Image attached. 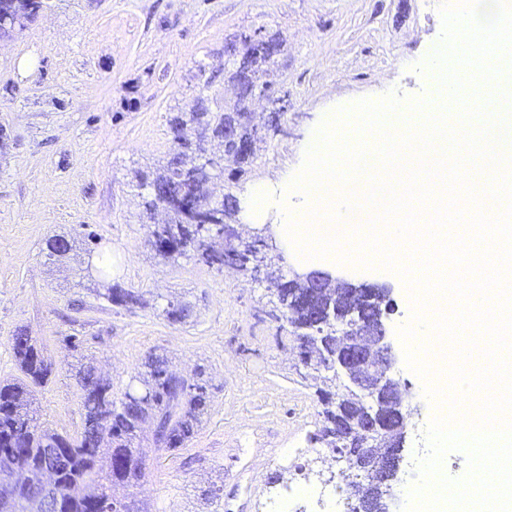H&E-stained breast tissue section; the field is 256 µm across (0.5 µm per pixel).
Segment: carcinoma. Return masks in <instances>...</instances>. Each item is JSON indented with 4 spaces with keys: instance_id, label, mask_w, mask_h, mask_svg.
I'll list each match as a JSON object with an SVG mask.
<instances>
[{
    "instance_id": "1",
    "label": "carcinoma",
    "mask_w": 512,
    "mask_h": 512,
    "mask_svg": "<svg viewBox=\"0 0 512 512\" xmlns=\"http://www.w3.org/2000/svg\"><path fill=\"white\" fill-rule=\"evenodd\" d=\"M44 7L43 0H0V13L16 16L29 23ZM241 54L250 59L254 73L260 75L268 68L263 56L255 55L251 43L240 42ZM241 116V107L234 106V112H210L204 99L198 97L187 112L176 115L170 128H181L183 135L174 141L170 158L149 182L151 199L146 201L148 211L156 207H172V200L183 186H188L186 205L189 210L173 212V223L160 232H152L149 241L155 255L164 259L193 251L206 265L221 269L224 264L236 260L238 249L224 241V237L209 234L200 228L195 218L202 217L211 224H222L224 219L237 212V205H229L214 199L211 180L201 169L199 160L206 158V145L216 139H224V121ZM250 159L238 157L232 144H223V154L211 163L224 168L229 163L240 171ZM267 282L280 303L285 322H295L302 317V304L318 309L320 314L336 306V294L319 295L305 280H286L273 267L267 275ZM108 300L132 308L142 306L141 295L122 288H108ZM343 325H330L326 337L315 336L305 346V362L311 367L314 381L322 384L318 389L325 405L323 426L317 441L348 463L354 462V455H366L342 433L336 434L332 419L336 407H341L349 417L361 419L377 411L373 401H367L359 393L349 394L336 401L332 382L347 388L343 375L332 377L322 375L321 365L336 352L342 342L336 340V333L343 332ZM12 349L21 379L0 381V512H19L21 504L5 493L9 468L26 467L33 473L49 467L57 475L55 494L63 498L60 512H104L102 504L111 495L106 483L130 484L144 476V463L139 449L134 447L142 427L157 419L165 427L163 451L183 448L192 440L207 414L210 406V391L203 373L197 372L182 382L166 374L165 357L151 353L144 362V371L138 374L143 389L152 394L148 403L112 400L111 382L90 368L75 369L74 379L81 391L85 421L83 432L77 438L62 435L43 428L32 405V388L45 384L51 373V365L45 360L32 337L18 329L12 336ZM110 458L109 471L104 480L98 479L97 464L102 453ZM74 485L83 487V495L69 496ZM350 497H362L368 504L369 512H389L385 501L371 483H345Z\"/></svg>"
}]
</instances>
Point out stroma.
<instances>
[{
	"label": "stroma",
	"mask_w": 512,
	"mask_h": 512,
	"mask_svg": "<svg viewBox=\"0 0 512 512\" xmlns=\"http://www.w3.org/2000/svg\"><path fill=\"white\" fill-rule=\"evenodd\" d=\"M442 0H46L34 21L0 42V380L17 378L11 338L24 329L52 367L35 388L42 425L79 437L81 391L72 371L92 366L121 400L152 352L172 371L206 372L211 403L186 447L159 452L141 433L145 476L111 490L139 512H266L268 498L291 497L305 476L280 472V449L317 448L323 404L297 361L277 300L265 282L217 271L185 254L163 261L147 241L148 195L137 176L164 164L169 120L197 96L212 109L232 98L226 45L244 33L275 37L280 51L265 80L285 109L268 126L270 105L255 98L252 123L264 132L240 177H220L216 198L241 197L292 167L318 112L389 91L437 107L429 95L426 49L442 38ZM61 235L72 250L47 254ZM113 261L89 277L88 258ZM355 285L383 289L395 354L413 419L434 411L423 378L405 364L400 327L412 295L400 277L362 274ZM142 294L145 305L110 302L108 287ZM190 309L169 321V304ZM78 345H71V338Z\"/></svg>",
	"instance_id": "1"
}]
</instances>
